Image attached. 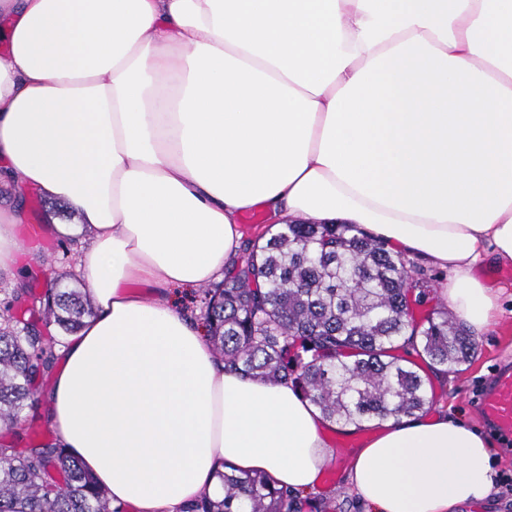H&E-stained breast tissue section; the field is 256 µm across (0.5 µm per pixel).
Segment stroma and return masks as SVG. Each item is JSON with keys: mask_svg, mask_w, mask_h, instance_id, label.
<instances>
[{"mask_svg": "<svg viewBox=\"0 0 512 512\" xmlns=\"http://www.w3.org/2000/svg\"><path fill=\"white\" fill-rule=\"evenodd\" d=\"M44 236L45 242L41 245L24 242L16 255L14 275L0 276V319L26 309L29 300L25 290L30 285L43 289L58 281L68 288H84L85 283L74 265V255L79 246L77 238L49 230ZM480 276L488 286L500 289L501 294L496 319L475 336L477 351L473 360L448 374L435 373L422 359L418 360L417 366L428 390L427 414L445 413L479 428L491 443L494 471H512V451L505 450L501 439L482 422L474 406L476 388L484 385L504 357H512V264L485 260ZM48 404V392H41L38 405L23 411L17 432L0 431V442L13 443L19 449L27 448L26 436L33 430L43 441L55 440V432L46 414ZM339 438L336 431L328 437L333 459L326 467L327 477L320 479L317 489L332 491L337 498L351 500L355 497L349 480L352 450L339 446Z\"/></svg>", "mask_w": 512, "mask_h": 512, "instance_id": "35a3bbf8", "label": "stroma"}]
</instances>
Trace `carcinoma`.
<instances>
[{
    "label": "carcinoma",
    "instance_id": "obj_1",
    "mask_svg": "<svg viewBox=\"0 0 512 512\" xmlns=\"http://www.w3.org/2000/svg\"><path fill=\"white\" fill-rule=\"evenodd\" d=\"M431 277L354 224H280L265 244L247 242L224 282L201 289L204 322L224 365L255 378L293 382L338 423L413 416L429 404L422 377L396 352L414 351L441 371L471 361L476 343L445 310L417 319L412 303ZM40 314L67 333L90 314L85 294H32ZM55 341L17 316L0 323V425L9 431L55 364ZM224 498L184 512H350L333 496L273 486L260 473L226 472ZM0 512H120L66 449L0 444Z\"/></svg>",
    "mask_w": 512,
    "mask_h": 512
}]
</instances>
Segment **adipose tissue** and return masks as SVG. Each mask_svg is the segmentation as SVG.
Segmentation results:
<instances>
[{"label": "adipose tissue", "instance_id": "ef3b65f1", "mask_svg": "<svg viewBox=\"0 0 512 512\" xmlns=\"http://www.w3.org/2000/svg\"><path fill=\"white\" fill-rule=\"evenodd\" d=\"M0 275L35 192L68 203L95 306L48 413L113 506L222 498L225 466L311 491L335 422L225 368L175 285L222 280L240 219L355 224L448 270L474 330L512 264V0H0ZM351 484L370 512H454L493 489L462 421L370 422Z\"/></svg>", "mask_w": 512, "mask_h": 512}]
</instances>
